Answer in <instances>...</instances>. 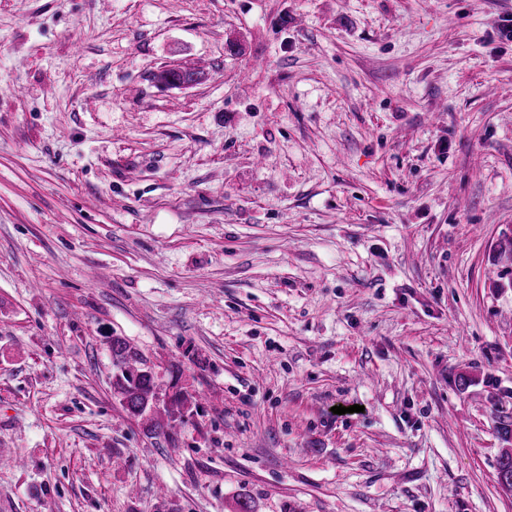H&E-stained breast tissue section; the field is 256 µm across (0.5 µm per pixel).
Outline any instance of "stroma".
Listing matches in <instances>:
<instances>
[{
	"mask_svg": "<svg viewBox=\"0 0 512 512\" xmlns=\"http://www.w3.org/2000/svg\"><path fill=\"white\" fill-rule=\"evenodd\" d=\"M511 14L0 0V512H512ZM156 77L158 81L167 86L180 88L196 84L200 81L201 74L193 70L171 68L162 71ZM112 361L117 370L113 385L124 409L135 417H141L150 434L163 432L181 414L188 400L185 392L179 389L166 395L167 399L163 401V412L167 418L165 424L160 416L155 375L144 356L125 341L113 338Z\"/></svg>",
	"mask_w": 512,
	"mask_h": 512,
	"instance_id": "obj_1",
	"label": "stroma"
}]
</instances>
